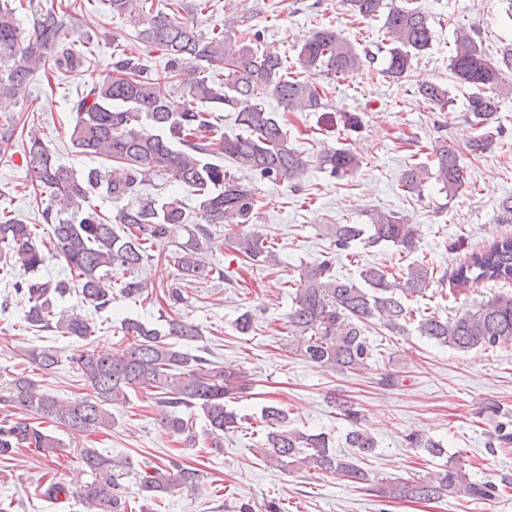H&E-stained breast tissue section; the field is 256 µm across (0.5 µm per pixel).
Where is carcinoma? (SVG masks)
I'll return each instance as SVG.
<instances>
[{
	"label": "carcinoma",
	"instance_id": "carcinoma-1",
	"mask_svg": "<svg viewBox=\"0 0 512 512\" xmlns=\"http://www.w3.org/2000/svg\"><path fill=\"white\" fill-rule=\"evenodd\" d=\"M108 2L114 15L136 7L145 11L146 21L135 41L162 52L166 58L163 71L151 72L139 53L123 49L112 55V78L92 83L73 101L72 146L81 155L101 159L100 167L79 174L55 163L37 133L29 136L23 160L38 188L50 198L42 210L43 220L52 225L49 242H37L32 225L0 215V243L8 248L3 264L29 275L9 283L13 294L5 298L3 311L22 305L29 326L55 329L77 342L87 340L94 329L78 314L63 316L58 301L76 287L85 300L105 309L114 299L112 275L118 272L124 275V297L141 298L146 285L135 277V270L152 257L154 248L181 231L187 240L177 244L174 260L180 280L186 283L212 277L213 269L203 265L198 254L211 247L220 224L237 229L231 244L243 261L259 266L277 264L274 242L248 229L258 205L254 188L223 166L209 162L208 157L222 155L272 182L299 179L307 161L288 147L285 125L278 113L266 108L264 95L275 97L285 112H322L326 104L316 76L324 72L349 76L375 60V53L361 54L336 30L320 26L297 48V63L307 78L295 79L283 73L277 50L259 51L247 35L236 38L215 28L206 32L163 11L148 10L150 0ZM342 2L355 16L384 18L390 38L382 69L386 76L396 81L404 78L412 59L429 49L433 39L429 18L411 6V0ZM16 11L9 0H0V98L25 94L38 71L68 72L88 60L71 39L69 12L33 10L31 29L24 32ZM449 70L457 83L473 89L466 98V112L476 135L468 149L484 153L501 131L500 105L492 90L502 82V75L512 70V42L502 46L494 61L470 32L460 28L449 56ZM418 93L441 111L452 103L448 87L437 82L420 85ZM220 112L233 113L241 133H218ZM326 121L349 132L361 128L356 112H342L336 120L328 115ZM433 158L432 171L419 165L406 167L401 187L418 195L423 182L433 178L451 199L464 185L460 152L441 139L433 148ZM361 163L349 149L331 148L317 157L320 169L333 178L354 174ZM152 173L168 176L179 189L196 196L201 223H189V214L177 197L162 202L141 198L123 204L140 195ZM96 192L119 204L112 217L89 205ZM82 202L86 207L76 220L54 213L55 203L71 207ZM326 237L338 251H348L360 242L368 247L390 243L402 253H411L418 243L416 229L394 212H378L369 224H328ZM54 257L64 260L71 280L37 276ZM359 277L362 287L336 276L333 256L325 255L307 263L298 278L288 281L295 289L288 334L299 355L333 371L368 368L373 349L362 325L377 321L392 332L405 331L411 310L403 298L424 293L433 273L423 264L409 266L402 273L366 264ZM511 280L512 237L508 236L471 252L452 274L454 287L461 289ZM418 331L460 352L507 346L512 344V295L495 296L478 309L452 318L430 315L420 321ZM123 333L127 347L119 357L87 349L72 357L88 387L82 397L61 400L43 391L28 375L13 378L7 391L0 393V457L19 448L44 458L56 457L65 444L41 424L79 433L110 428L112 413L107 406L126 403L129 394L138 389L158 395L157 405L163 408L161 426L188 441H196L197 435L192 417L185 411L199 409L208 422L205 436L212 446L221 447V436L238 427V415L228 409V403L246 397L253 388L246 375L191 353L188 347L202 335L196 324L178 312L167 317L161 328L128 319ZM26 360L46 372L58 363V353L52 347H32L26 351ZM340 410L349 422L345 440L353 453H337L323 433L288 429L284 409L272 404L262 411L263 458L366 483L375 497L386 503H428L445 496L491 501L500 496V488L512 486L507 474L497 482L471 480L456 456H448L441 468L423 478L373 483L360 462L375 452L377 442L360 427L361 416L353 405L342 402ZM479 414L495 422L489 447L512 444V414L492 401L484 403ZM407 443L434 458L447 456L441 442L423 434L408 435ZM76 456L90 479L75 490L52 482L44 494L56 501L61 496L66 500L75 496L86 512H125L121 470L131 463L116 461L94 448H78ZM199 479L197 469L173 459L143 476L140 490L146 500L156 501L171 489L194 490Z\"/></svg>",
	"mask_w": 512,
	"mask_h": 512
}]
</instances>
